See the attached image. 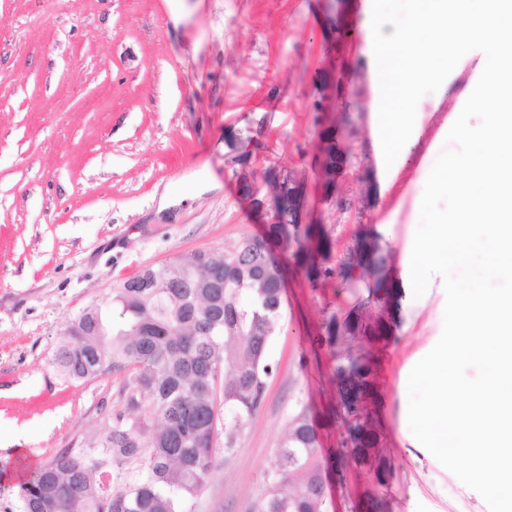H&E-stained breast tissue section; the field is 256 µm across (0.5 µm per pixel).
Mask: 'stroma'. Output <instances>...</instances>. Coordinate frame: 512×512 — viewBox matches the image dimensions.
<instances>
[{
    "label": "stroma",
    "instance_id": "stroma-1",
    "mask_svg": "<svg viewBox=\"0 0 512 512\" xmlns=\"http://www.w3.org/2000/svg\"><path fill=\"white\" fill-rule=\"evenodd\" d=\"M371 14L366 0H0V512H18L19 457L37 465L90 442L125 406L123 375L74 382L54 364L70 321L145 267L259 236L269 217L248 188L272 194L283 175L307 182L305 221L331 239L329 265L374 229L399 268L424 192L417 168L464 84L424 117L394 185L380 190L363 57ZM328 127L347 157L329 201L314 168ZM348 297L339 279L315 288L289 270L265 404L232 461L216 460L197 512H253L298 405L335 407L333 355L312 339ZM408 304L413 318L374 351L393 464L386 512H456L459 498L489 512L438 461L403 446L408 371L439 333L445 298ZM339 438V425L321 426L324 512H360L367 477L338 472Z\"/></svg>",
    "mask_w": 512,
    "mask_h": 512
}]
</instances>
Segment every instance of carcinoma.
I'll use <instances>...</instances> for the list:
<instances>
[{
  "instance_id": "cac0c4a2",
  "label": "carcinoma",
  "mask_w": 512,
  "mask_h": 512,
  "mask_svg": "<svg viewBox=\"0 0 512 512\" xmlns=\"http://www.w3.org/2000/svg\"><path fill=\"white\" fill-rule=\"evenodd\" d=\"M294 259L313 287L340 277L352 299L330 313L318 346L335 350L342 420L340 458L370 475L367 512H382L391 463L371 406L378 400L369 346L388 342L399 289L381 267L389 255L379 238L359 239L337 267L325 258L332 242L311 224L265 225L263 235L222 257L197 252L161 270L146 268L112 291L122 323L83 335L68 325L55 361L73 381L128 370L126 410L103 437L66 448L18 483L19 512H196L218 454L229 460L239 436L265 403L274 365L268 346L280 326L287 272ZM224 284L212 288L214 280ZM149 402L152 421L133 416ZM224 434V447L214 446ZM318 435L302 406L276 449L269 492L254 512H323L322 476L314 459Z\"/></svg>"
}]
</instances>
